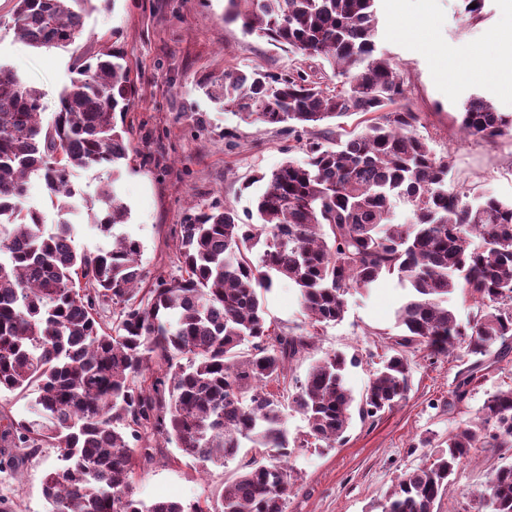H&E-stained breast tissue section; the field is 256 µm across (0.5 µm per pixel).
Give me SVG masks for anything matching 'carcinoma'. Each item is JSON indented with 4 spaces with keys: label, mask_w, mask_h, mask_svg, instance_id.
Instances as JSON below:
<instances>
[{
    "label": "carcinoma",
    "mask_w": 512,
    "mask_h": 512,
    "mask_svg": "<svg viewBox=\"0 0 512 512\" xmlns=\"http://www.w3.org/2000/svg\"><path fill=\"white\" fill-rule=\"evenodd\" d=\"M91 2L15 0L12 27L32 48H66L82 36ZM228 2L224 21L319 58L330 72L226 71L205 85L224 109L280 124L292 137L353 113L377 117L334 148L306 143L307 160L274 170L256 201L258 223L225 205L188 214L175 230L180 274L159 273L148 288L140 287V243L117 232L130 209L118 188L128 141L116 115L136 93L123 55L107 46L76 57L78 77L47 123L42 90L0 64V208L15 205L11 220L0 221V393L36 394L35 419L0 413L8 420L0 442L29 456L57 450L60 464L42 482L50 512H285L299 478L295 449L340 445L353 413L373 420L407 398L406 349L478 357L458 372L450 409L482 378L481 358L512 349V203L469 201L448 187V158L417 134L422 113L403 102L396 65L376 54L375 0ZM458 121L468 138L512 133V117L479 95ZM91 169L110 174L87 209L100 214L112 248L79 253L76 225L61 220L47 233L43 213L20 201L34 174L53 207L70 212L71 177ZM399 202L408 208L402 220ZM387 275L405 290L392 354L359 399L346 385L355 356L316 361L287 394L306 422L305 437L291 435L278 391L286 363L313 345L317 327L344 318L350 289L368 293ZM276 280L298 290L310 329L285 332L266 320L265 294ZM460 289L480 306L465 324L449 304ZM109 305L106 325L97 314ZM164 443L204 468L242 448L254 455L214 505L147 503L133 493L135 468ZM440 447L433 462L400 477L382 512H434L472 449L512 448V386L489 394L477 420ZM473 496L477 512H512V464Z\"/></svg>",
    "instance_id": "obj_1"
}]
</instances>
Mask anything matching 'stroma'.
I'll use <instances>...</instances> for the list:
<instances>
[{"mask_svg": "<svg viewBox=\"0 0 512 512\" xmlns=\"http://www.w3.org/2000/svg\"><path fill=\"white\" fill-rule=\"evenodd\" d=\"M227 7V0H96L77 49L37 50L15 36L14 0H0V63L42 89L44 121L52 120L58 95L74 76L75 52L97 51L107 35L123 53L136 94L123 116L129 152L122 194L130 215L121 230L141 242L140 264L150 276L176 274L171 227L183 223L193 207L218 198L251 222L255 199L265 188L261 174L288 160L303 161L306 140L327 145L336 126L361 130L370 122L369 115L354 114L294 139L280 125L242 121L211 100L202 85L224 71L260 67L278 73L295 62L287 49L245 33L241 24L225 23ZM375 8L377 52L397 64L408 102L425 117L420 137L436 156L448 159L449 185L471 198L512 202V137L469 139L457 121L463 103L474 95L511 116L512 87L463 72L445 77L448 65L470 51L512 54V45L496 46L489 38L491 32L512 28V8L504 0H486L478 21L470 19L464 0H376ZM106 178L102 171H79L72 177L77 191L73 202L80 208L72 217L78 226L77 251L95 252L112 244L83 209ZM403 299L393 278L368 294L350 291L343 320L321 328L312 347L291 360L287 381L304 378L316 360L341 351L358 359L348 367L346 382L354 395H362L402 333L394 311ZM265 308L267 320L282 329L307 324L297 290L288 282H275L265 295ZM408 357L413 375L405 401L376 421L353 419L340 446L296 451L292 463L300 479L288 496L286 512H381L385 492L403 473L432 462L438 442L474 420L489 393L512 386V352L485 357V376L452 409L448 394L471 357L459 351L431 357L419 349L410 350ZM426 437L431 445L420 447ZM56 462L54 449L46 448L21 457L19 466L0 469V512H48L41 482ZM510 463L512 449L497 455L476 451L458 469L451 491L437 500L435 512H473L471 489ZM237 472L234 460L200 469L168 444L162 455L137 467L133 488L146 501L167 498L190 504L216 498L225 479Z\"/></svg>", "mask_w": 512, "mask_h": 512, "instance_id": "35a3bbf8", "label": "stroma"}]
</instances>
